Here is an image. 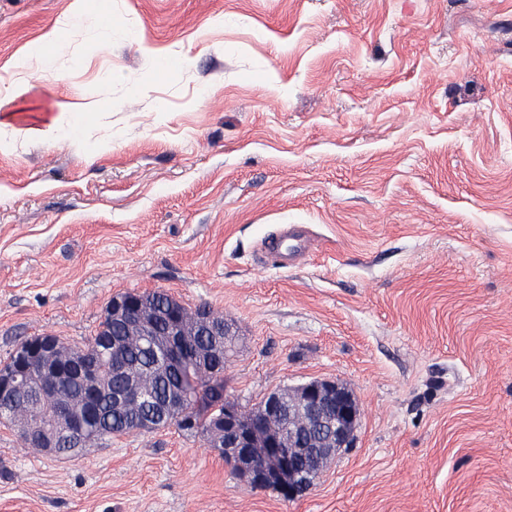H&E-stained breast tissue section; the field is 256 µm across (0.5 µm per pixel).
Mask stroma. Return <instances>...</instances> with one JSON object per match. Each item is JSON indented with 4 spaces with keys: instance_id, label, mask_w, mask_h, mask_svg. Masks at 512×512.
<instances>
[{
    "instance_id": "35a3bbf8",
    "label": "stroma",
    "mask_w": 512,
    "mask_h": 512,
    "mask_svg": "<svg viewBox=\"0 0 512 512\" xmlns=\"http://www.w3.org/2000/svg\"><path fill=\"white\" fill-rule=\"evenodd\" d=\"M157 289L235 331L227 399L346 384L352 447L291 500L174 426L0 423V512H512V0H0V365ZM281 230L265 241L270 261L290 266L308 248L309 236L303 224H284Z\"/></svg>"
}]
</instances>
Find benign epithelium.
<instances>
[{"instance_id":"benign-epithelium-1","label":"benign epithelium","mask_w":512,"mask_h":512,"mask_svg":"<svg viewBox=\"0 0 512 512\" xmlns=\"http://www.w3.org/2000/svg\"><path fill=\"white\" fill-rule=\"evenodd\" d=\"M179 315L178 309L157 312L135 293L112 301V317L126 324L145 329L157 320L168 321L165 365L189 372L199 366L203 352L194 346L189 330L180 329ZM78 357L79 353L63 352L50 338L40 337L34 344L21 345L14 365L0 371V400L25 389L37 392L38 401L27 409L26 421L39 429V448L48 454L54 453L61 431L77 435L81 445L91 437L84 407L95 397L101 370H72ZM74 374L86 388L81 402L63 397ZM359 421L360 408L351 392L336 381L317 380L271 393L250 408L225 401L220 435L227 453L236 456L242 467L258 472L281 494L295 499L312 488L305 472L320 475L338 450L351 445ZM311 430L320 432L316 447H296V433Z\"/></svg>"}]
</instances>
